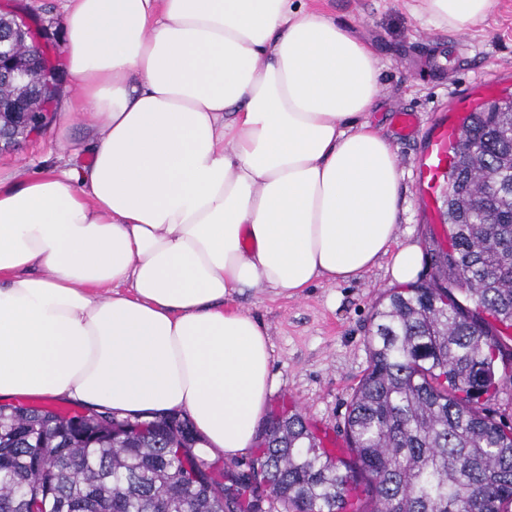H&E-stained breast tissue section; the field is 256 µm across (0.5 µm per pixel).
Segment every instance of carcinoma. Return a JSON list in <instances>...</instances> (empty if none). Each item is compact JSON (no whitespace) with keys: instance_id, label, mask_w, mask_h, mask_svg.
<instances>
[{"instance_id":"1","label":"carcinoma","mask_w":512,"mask_h":512,"mask_svg":"<svg viewBox=\"0 0 512 512\" xmlns=\"http://www.w3.org/2000/svg\"><path fill=\"white\" fill-rule=\"evenodd\" d=\"M56 90L39 65L20 88L0 83L3 111L42 112ZM11 140L29 118L4 122ZM452 247L428 283L375 309L365 373L344 422L347 454L325 448L298 411L272 416L254 479L224 495L196 453L189 419H130L0 405V512H512V426L479 406L512 363V111L491 101L467 118L446 173Z\"/></svg>"}]
</instances>
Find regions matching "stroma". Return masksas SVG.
<instances>
[{"instance_id": "obj_1", "label": "stroma", "mask_w": 512, "mask_h": 512, "mask_svg": "<svg viewBox=\"0 0 512 512\" xmlns=\"http://www.w3.org/2000/svg\"><path fill=\"white\" fill-rule=\"evenodd\" d=\"M66 0H0V11L15 12L36 28L48 61L65 66L61 18ZM367 39L382 68L381 98L370 120L389 140L402 174L405 202L401 236L417 241L424 255L420 280L433 273L430 253L448 246V227L440 211L425 213L419 201L418 159L437 123L460 121L447 111L457 94L494 82L495 95L512 93V0H493L487 25L460 33L437 28L413 13L412 0H304ZM77 91L70 75L48 105V121L15 151L0 152V176L21 180L45 171L85 164L94 137L90 123L61 126L57 115ZM415 113L414 134L401 136L398 111ZM393 285L386 264L360 280L320 282L301 296L268 289L233 294L231 305L254 315L269 333L271 374L275 381L266 412L298 408L314 432L345 455L344 418L354 388L368 365L366 339L373 309Z\"/></svg>"}]
</instances>
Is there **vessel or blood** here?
Wrapping results in <instances>:
<instances>
[{"label": "vessel or blood", "mask_w": 512, "mask_h": 512, "mask_svg": "<svg viewBox=\"0 0 512 512\" xmlns=\"http://www.w3.org/2000/svg\"><path fill=\"white\" fill-rule=\"evenodd\" d=\"M462 137L460 126L440 123L434 137L419 159L422 179V206L432 210L438 198L441 176L453 161L454 152Z\"/></svg>", "instance_id": "vessel-or-blood-1"}]
</instances>
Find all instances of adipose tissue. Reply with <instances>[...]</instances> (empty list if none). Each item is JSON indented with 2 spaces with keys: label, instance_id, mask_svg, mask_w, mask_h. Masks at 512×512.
Listing matches in <instances>:
<instances>
[{
  "label": "adipose tissue",
  "instance_id": "adipose-tissue-1",
  "mask_svg": "<svg viewBox=\"0 0 512 512\" xmlns=\"http://www.w3.org/2000/svg\"><path fill=\"white\" fill-rule=\"evenodd\" d=\"M491 0H418L460 32ZM61 125L90 163L0 180V400L187 415L205 448H252L269 333L228 295L359 280L400 239L402 176L369 120L370 45L301 0H67Z\"/></svg>",
  "mask_w": 512,
  "mask_h": 512
}]
</instances>
